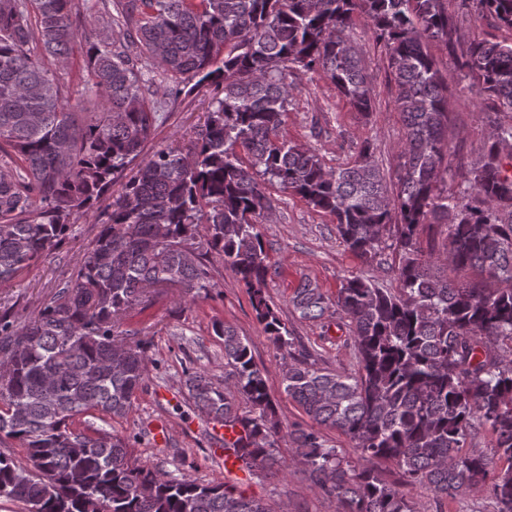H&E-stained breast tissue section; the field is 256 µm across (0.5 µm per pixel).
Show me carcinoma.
<instances>
[{
	"label": "carcinoma",
	"mask_w": 512,
	"mask_h": 512,
	"mask_svg": "<svg viewBox=\"0 0 512 512\" xmlns=\"http://www.w3.org/2000/svg\"><path fill=\"white\" fill-rule=\"evenodd\" d=\"M449 0H114L81 29L78 0H0V284L60 249L70 218L89 212L124 170L135 172L112 200L98 236L70 277L24 320L0 315V442L25 449L32 468L0 451V500L27 512H271L267 503L190 474L170 478L132 458L126 439L76 418H124L149 375L139 332L126 312L153 306L160 288L196 301L215 287L208 256L244 284L267 339L293 358L281 386L312 425L276 412L251 342L222 322L220 384L188 370V403L234 436L225 462L251 478L289 468L286 440L308 480L336 512H419L404 487L455 500L480 487L496 512H512V44L473 34L459 50ZM474 22L512 29V0H461ZM363 18L389 59L395 108L404 118L396 183H387L364 142L344 167L281 128L298 73L321 74L351 107L373 111L374 94L350 33ZM125 28L116 44L112 26ZM460 54V74L442 71L428 42ZM79 54L78 76L101 105L78 119L64 85L44 62ZM157 65L191 93L214 87L203 126L183 145L142 156L158 121L142 68ZM476 88L492 128L483 153L448 185L459 147L448 139L451 83ZM334 217L345 246L398 288L351 276L336 299L310 280L295 289L298 318L320 322L331 308L349 319L355 376L294 357V336L269 303L271 265L261 219L273 208L266 185ZM446 227L444 251L424 248V227ZM393 227V242L384 231ZM442 262L476 270L458 282ZM495 453L467 448L474 424ZM359 451L351 461L320 428ZM393 459L401 477L382 479L374 461Z\"/></svg>",
	"instance_id": "cac0c4a2"
}]
</instances>
